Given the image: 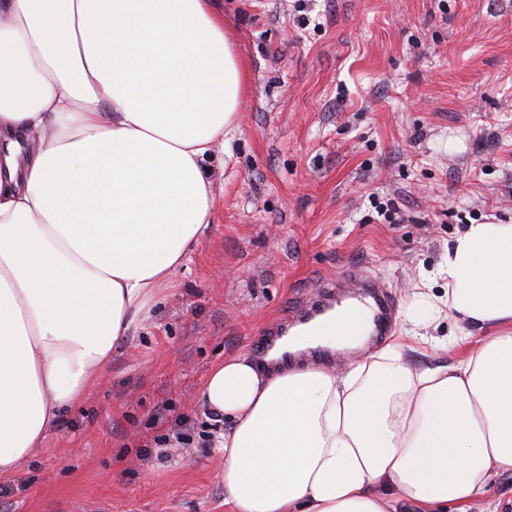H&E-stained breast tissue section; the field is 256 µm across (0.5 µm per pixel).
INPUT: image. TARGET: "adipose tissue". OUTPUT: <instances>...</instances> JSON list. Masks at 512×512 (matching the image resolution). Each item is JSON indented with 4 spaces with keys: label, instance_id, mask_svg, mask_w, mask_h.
<instances>
[{
    "label": "adipose tissue",
    "instance_id": "obj_1",
    "mask_svg": "<svg viewBox=\"0 0 512 512\" xmlns=\"http://www.w3.org/2000/svg\"><path fill=\"white\" fill-rule=\"evenodd\" d=\"M244 84L212 0H0V480L197 246ZM439 273L428 318L481 329L453 364L413 366L406 336L364 354L349 303L281 340L359 351L342 371L211 367L230 512H469L512 472V224L468 225Z\"/></svg>",
    "mask_w": 512,
    "mask_h": 512
}]
</instances>
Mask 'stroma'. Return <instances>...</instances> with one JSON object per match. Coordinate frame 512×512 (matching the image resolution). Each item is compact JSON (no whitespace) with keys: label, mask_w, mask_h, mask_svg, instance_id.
<instances>
[{"label":"stroma","mask_w":512,"mask_h":512,"mask_svg":"<svg viewBox=\"0 0 512 512\" xmlns=\"http://www.w3.org/2000/svg\"><path fill=\"white\" fill-rule=\"evenodd\" d=\"M246 66L208 163L213 219L149 318L13 479L0 512H225L209 368L356 266L393 302L468 225L512 221V0H214ZM438 318L412 365L455 362ZM188 423L194 445L158 446Z\"/></svg>","instance_id":"stroma-1"}]
</instances>
